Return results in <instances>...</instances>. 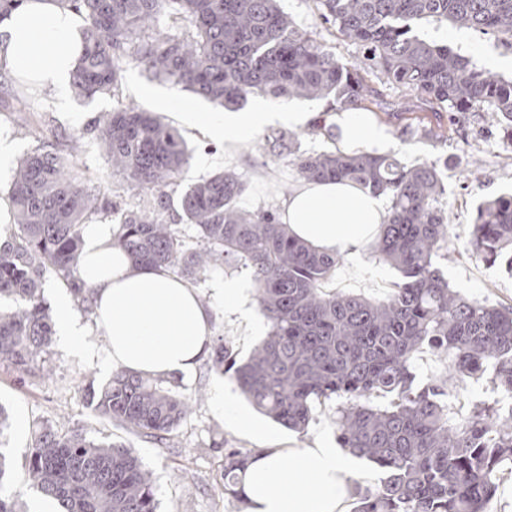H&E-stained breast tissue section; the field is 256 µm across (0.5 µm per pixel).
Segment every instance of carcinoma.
<instances>
[{
	"mask_svg": "<svg viewBox=\"0 0 512 512\" xmlns=\"http://www.w3.org/2000/svg\"><path fill=\"white\" fill-rule=\"evenodd\" d=\"M64 2L87 22L84 53L72 72L81 97L116 94L123 65L132 62L222 108L254 93L329 103L312 131L325 132L331 146L300 153L299 135L290 131L268 137L267 145L274 156L291 157L305 181H345L388 198L387 222L373 245L374 256L401 274L388 297L329 288L341 257L292 235L274 209L241 206L245 183L234 170L184 190L181 223L167 221L169 191L191 151L176 128L130 105L95 125L112 171L149 197L122 213L116 240L135 263L192 283L229 260L250 271L269 331L241 363L219 339L212 363L231 371L249 403L287 429L304 431L316 402L336 405L339 447L384 474L378 487L357 495L352 512H489L501 471L512 464V407L503 412L472 402L450 418L443 397L454 382L488 373L494 388L512 398V306L460 296L437 266L450 240L436 167L345 152L325 116L338 107L369 109L370 71L448 112L450 123L456 112L493 110L512 144V79L414 32L434 20L512 44V0H313L320 24L363 48L361 69L298 28L277 0ZM162 15L172 21L166 31L156 26ZM14 86L12 111L23 112L34 89L17 80ZM8 200L15 224L0 240V299L14 308L0 313V368L47 377L53 329L44 285L56 279L93 315L94 289L75 276L82 229L120 203L84 187L76 138L63 148L47 141L27 154ZM191 227L196 234L187 233ZM510 245L512 195L499 196L480 206L469 247L494 262ZM424 346L448 358V366L421 384L413 358ZM88 395L98 416L161 447L190 412L187 399L162 380L125 370L99 388L89 382ZM250 458L247 450H225L220 493L241 495ZM12 470L0 451V512H20L9 492ZM25 471L61 512H158L152 475L135 448L89 440L79 429L36 430Z\"/></svg>",
	"mask_w": 512,
	"mask_h": 512,
	"instance_id": "1",
	"label": "carcinoma"
}]
</instances>
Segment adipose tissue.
I'll return each mask as SVG.
<instances>
[{
	"instance_id": "ef3b65f1",
	"label": "adipose tissue",
	"mask_w": 512,
	"mask_h": 512,
	"mask_svg": "<svg viewBox=\"0 0 512 512\" xmlns=\"http://www.w3.org/2000/svg\"><path fill=\"white\" fill-rule=\"evenodd\" d=\"M82 26L81 14L62 0H23L0 18V68L65 93L82 54ZM185 118L234 157L261 128L303 127L312 115L261 104L251 112H189ZM335 121L344 148L373 152L390 143L388 130L362 112L344 110ZM387 216L382 197L333 180L301 183L281 205L282 222L302 240L355 259ZM82 240L77 276L94 290L96 327L106 345L98 353L87 344L74 297L63 292L52 298L62 346L146 378L192 371L209 351L210 313L197 289L166 271L134 264L112 225L86 224ZM358 481L350 455L319 443L288 456L277 449L258 453L240 490L245 512H347Z\"/></svg>"
}]
</instances>
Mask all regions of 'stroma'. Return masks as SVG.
I'll return each mask as SVG.
<instances>
[{"label":"stroma","mask_w":512,"mask_h":512,"mask_svg":"<svg viewBox=\"0 0 512 512\" xmlns=\"http://www.w3.org/2000/svg\"><path fill=\"white\" fill-rule=\"evenodd\" d=\"M280 5L300 29L315 32L317 40L338 60L361 65L363 54L357 43L317 26L313 0H280ZM416 32L427 41L449 45L470 57L479 68L512 78V47L503 44L496 35L456 30L436 21L421 24ZM368 83L379 103L406 113L401 120L383 114L377 119L391 134L388 154L408 167L423 162L435 164L445 185L441 202L448 213L453 245L446 256L440 257L439 266L451 288L471 299L512 306V272L506 271L504 261L490 263L468 249L478 205L512 193V144L504 141L495 112L488 109L477 112L443 138L418 132L410 134L406 131L410 124L436 126L430 108L421 104L414 94L376 77H369ZM172 97L187 102L195 112L214 109L213 104L180 86L149 79L139 67L129 64L124 68L116 95L82 99L72 94L67 108L63 109L55 92L45 89L29 101L26 111L0 112V130L10 134L20 155L35 150L47 139L65 141L81 135L80 161L87 190L119 195L127 203L138 204L141 196L128 191L121 176L113 173L91 130L95 120L119 104L133 105L160 115L187 141L191 158L180 176L182 188L214 173L233 169L247 182L243 205L253 211L280 206L299 179L290 159L266 156V130H259L235 160L225 159L221 143L189 128L177 110L167 107L166 102ZM399 279L395 269L373 257L372 246L367 243L362 247L359 261L342 262L331 285L339 291L381 298L391 292ZM222 280H235L248 288L252 285L251 275L247 269L229 262L197 286L211 307L210 338L223 339L237 359L243 360L263 335L236 316L225 313L224 303L214 291ZM48 364L53 370L49 380L30 377L20 381L13 373L0 369V405L5 407L12 425L7 449L16 464L11 491L24 510L34 491L25 480L23 464L31 448L32 431L40 426L61 432L81 429L96 440L131 444L153 474L159 512H244L242 500L218 494L215 489L224 449L242 448L256 454L268 448L288 450L336 441V406L332 403L316 406L306 432L299 435L258 414L239 394L235 397L236 409L252 422L253 428L248 431L227 427L214 411L213 389L219 382L229 389L234 383L223 378L206 358L190 373L166 379V386L190 400L192 410L172 432L169 447L160 448L147 438L97 417L89 406L88 382L103 384L112 374L111 367L72 355L56 342L49 349Z\"/></svg>","instance_id":"obj_1"}]
</instances>
